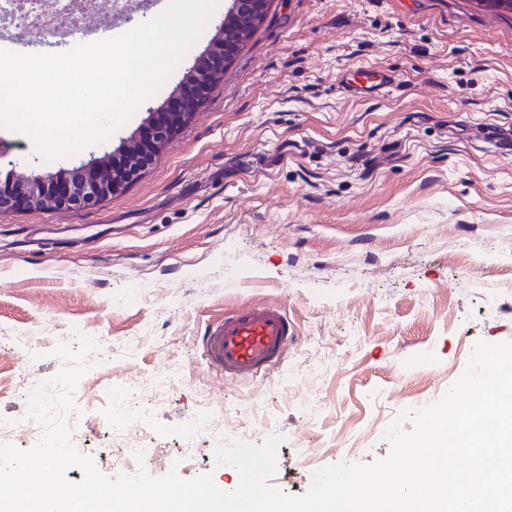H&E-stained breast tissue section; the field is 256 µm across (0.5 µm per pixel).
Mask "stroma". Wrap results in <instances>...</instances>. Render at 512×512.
<instances>
[{
	"label": "stroma",
	"instance_id": "stroma-1",
	"mask_svg": "<svg viewBox=\"0 0 512 512\" xmlns=\"http://www.w3.org/2000/svg\"><path fill=\"white\" fill-rule=\"evenodd\" d=\"M223 18L106 140L47 160L0 122V142L38 171L112 151ZM360 64L396 87L342 93ZM262 303L294 326L282 367L294 387L282 369L216 378L201 354L207 323ZM80 333L99 343L72 443L106 476L135 471L132 449H160L183 456L182 478L233 487L211 438H183L206 407L216 427L239 424L225 442L283 435L270 483L290 496L318 469L388 456L384 430L410 401L442 398L476 342L512 341V14L475 0H272L139 180L89 209L0 216V418L25 416L24 386L58 374L55 347ZM119 382L149 420L118 439L104 392Z\"/></svg>",
	"mask_w": 512,
	"mask_h": 512
}]
</instances>
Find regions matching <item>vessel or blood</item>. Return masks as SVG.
<instances>
[{"mask_svg": "<svg viewBox=\"0 0 512 512\" xmlns=\"http://www.w3.org/2000/svg\"><path fill=\"white\" fill-rule=\"evenodd\" d=\"M394 84L390 72L376 67H360L339 79L343 93L362 98L384 96ZM293 339L286 312L276 305H257L207 324L198 341L208 366L219 376L236 380L280 364Z\"/></svg>", "mask_w": 512, "mask_h": 512, "instance_id": "vessel-or-blood-1", "label": "vessel or blood"}]
</instances>
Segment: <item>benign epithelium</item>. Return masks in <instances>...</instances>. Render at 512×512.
I'll return each mask as SVG.
<instances>
[{"mask_svg":"<svg viewBox=\"0 0 512 512\" xmlns=\"http://www.w3.org/2000/svg\"><path fill=\"white\" fill-rule=\"evenodd\" d=\"M269 4L270 0H229L214 39L186 80L165 103L148 109L143 124L112 152L71 169L35 174L16 170V163L6 160L7 148L0 145V216L45 205L57 211L90 208L138 180L193 119V105L206 98L209 84L201 76L215 80L224 75L243 45V26L266 20Z\"/></svg>","mask_w":512,"mask_h":512,"instance_id":"obj_1","label":"benign epithelium"}]
</instances>
